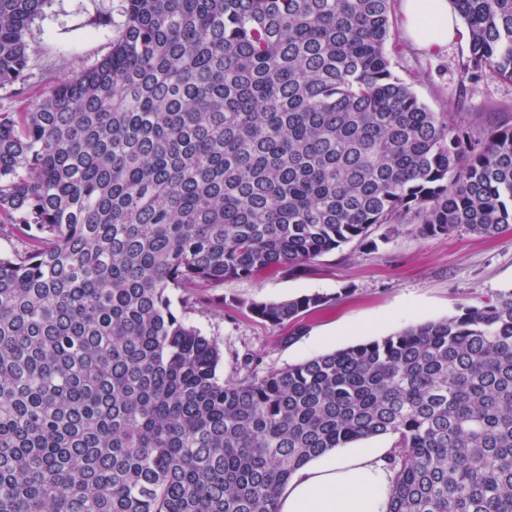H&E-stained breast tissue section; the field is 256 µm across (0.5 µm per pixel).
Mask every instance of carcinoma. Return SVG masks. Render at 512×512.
<instances>
[{
  "label": "carcinoma",
  "instance_id": "1",
  "mask_svg": "<svg viewBox=\"0 0 512 512\" xmlns=\"http://www.w3.org/2000/svg\"><path fill=\"white\" fill-rule=\"evenodd\" d=\"M391 2L125 0L107 56L0 112V512H277L297 467L388 434L389 512H512V289L228 381L172 310L385 224L512 231V125L419 101ZM44 3L0 0V88ZM454 4L470 76L512 79V0Z\"/></svg>",
  "mask_w": 512,
  "mask_h": 512
}]
</instances>
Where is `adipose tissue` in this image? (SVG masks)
<instances>
[{
    "label": "adipose tissue",
    "instance_id": "1",
    "mask_svg": "<svg viewBox=\"0 0 512 512\" xmlns=\"http://www.w3.org/2000/svg\"><path fill=\"white\" fill-rule=\"evenodd\" d=\"M403 26L418 47L463 39L452 0H401ZM393 450L336 448L298 467L277 495L278 512H389Z\"/></svg>",
    "mask_w": 512,
    "mask_h": 512
}]
</instances>
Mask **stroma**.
Returning a JSON list of instances; mask_svg holds the SVG:
<instances>
[{
    "mask_svg": "<svg viewBox=\"0 0 512 512\" xmlns=\"http://www.w3.org/2000/svg\"><path fill=\"white\" fill-rule=\"evenodd\" d=\"M124 5V0H48L25 35L29 62L23 78L0 89V112L16 110L58 79L108 55ZM392 15L393 70L431 111L512 122V79L489 70L471 78L462 67L467 42L453 41L433 52L419 49L404 34L400 8ZM383 231L376 246L348 243L294 275L265 273L175 293L173 310L217 341L223 352L219 375L228 380L243 377L248 357L262 376L410 324L459 314L512 289V232L426 236L414 224H390ZM313 292L331 297L332 305L294 326H270L250 311L255 302Z\"/></svg>",
    "mask_w": 512,
    "mask_h": 512,
    "instance_id": "obj_1",
    "label": "stroma"
}]
</instances>
